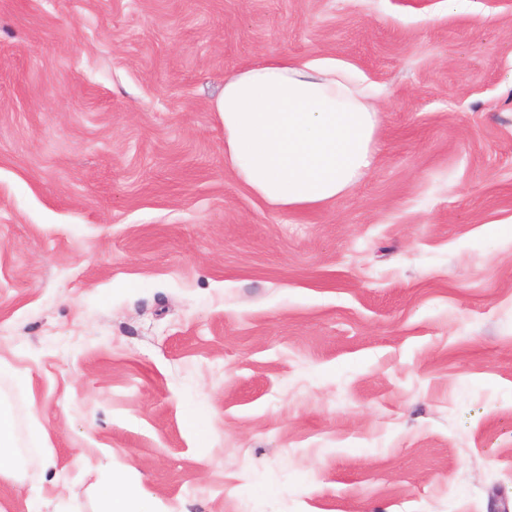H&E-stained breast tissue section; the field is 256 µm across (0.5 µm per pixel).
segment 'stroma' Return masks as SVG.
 I'll list each match as a JSON object with an SVG mask.
<instances>
[{
  "mask_svg": "<svg viewBox=\"0 0 512 512\" xmlns=\"http://www.w3.org/2000/svg\"><path fill=\"white\" fill-rule=\"evenodd\" d=\"M270 54L381 93L324 208L224 163ZM0 403V512H512V0H0ZM16 428L11 413L0 407V478H13L18 465ZM101 505L98 512H155L152 496L126 482L119 474L101 482L96 488Z\"/></svg>",
  "mask_w": 512,
  "mask_h": 512,
  "instance_id": "obj_1",
  "label": "stroma"
}]
</instances>
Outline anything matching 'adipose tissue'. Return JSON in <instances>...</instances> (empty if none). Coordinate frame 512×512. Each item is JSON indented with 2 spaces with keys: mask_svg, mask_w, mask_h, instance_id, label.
<instances>
[{
  "mask_svg": "<svg viewBox=\"0 0 512 512\" xmlns=\"http://www.w3.org/2000/svg\"><path fill=\"white\" fill-rule=\"evenodd\" d=\"M213 109L224 124L225 164L280 211L335 201L375 159V96L333 58H264L226 76ZM96 496L99 512H154L152 496L118 474Z\"/></svg>",
  "mask_w": 512,
  "mask_h": 512,
  "instance_id": "ef3b65f1",
  "label": "adipose tissue"
}]
</instances>
